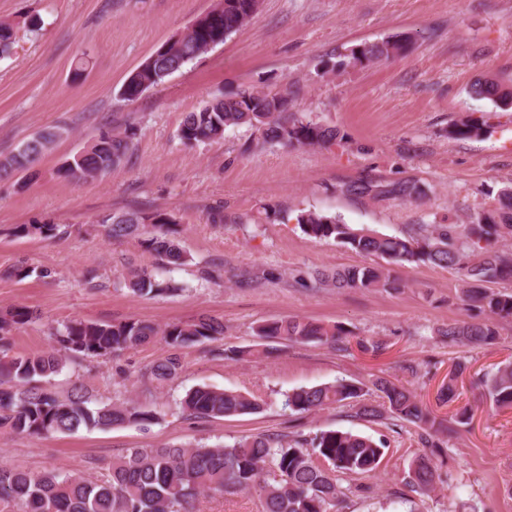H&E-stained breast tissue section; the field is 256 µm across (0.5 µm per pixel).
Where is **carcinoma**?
Instances as JSON below:
<instances>
[{"label":"carcinoma","mask_w":512,"mask_h":512,"mask_svg":"<svg viewBox=\"0 0 512 512\" xmlns=\"http://www.w3.org/2000/svg\"><path fill=\"white\" fill-rule=\"evenodd\" d=\"M259 0H218L210 15L186 33L162 44L163 50L147 57L127 78L122 97L138 99L144 91L163 83L189 61L224 43L231 34L249 23ZM14 28L0 22V57L10 54ZM405 41L361 44L350 49V62L371 63L400 54ZM477 98L512 104V88L492 78L478 80L471 89ZM247 126L260 134L262 143L289 146H330L338 143L337 130L307 120L291 111L288 96L261 91H240L209 102L189 112L179 128V138L192 145L224 137L228 127ZM478 121L466 116L454 124L451 135L471 138L480 135ZM66 130L52 127L39 131L11 153L0 156V176L27 172L34 162L63 137ZM131 135L104 131L73 158L66 160L57 175L79 184L118 167L130 154ZM297 223L308 236L333 239L336 243L389 262H428L462 272L465 300L485 313L482 321L460 320L437 329L448 343L459 347L491 344L498 338L496 320L512 318V292L492 291L483 284L512 279V253L501 251L497 242L512 237V187L499 192V207L476 216L470 224H419L403 236H389L364 227H355L317 211H304ZM106 237L119 240L138 236L145 250L157 254L170 265L184 264L186 257L176 238L174 218L164 211L137 210L113 213L101 220ZM61 234L57 224H19L17 237L54 238ZM33 274L24 265L0 269V278L23 281ZM388 290L396 288L382 265L321 271L308 287ZM126 286L140 297L170 295L179 286L158 279L145 269L131 271ZM35 319L25 306L0 308V429L35 437L71 435L82 428L110 430L144 427L157 414L138 402L91 404L83 394L61 396L40 386L59 374L69 361H106L125 351L135 350L161 338L170 353L143 374L163 386L182 372L179 350L214 341L224 335V323L207 316L164 327L127 320L99 323L73 320L54 328L51 350L28 354L13 353V332ZM262 349L230 350V359L255 353L270 355L272 343L317 341L337 345L346 332L329 325L298 317L267 321L255 330ZM466 369V360L456 363L442 384L437 399L456 400V379ZM486 396L497 407H512V361L479 378ZM378 400L362 404L356 415L391 424L410 423L421 429L423 447L429 453L415 457L409 466V485L426 495L442 480L435 459L443 452L439 438L441 424L403 384L379 378L374 382ZM364 396L363 388L340 381L300 387L286 396L285 404L297 414L313 413ZM183 415L191 418H224L257 413L261 404L242 393L208 385L189 390L180 401ZM385 445L350 431L328 430L310 439L288 442L275 437L247 436L231 444L215 446L165 445L131 448L112 461L107 472L87 478L77 472L29 470L0 464V503L14 512H197L198 498L211 494H248L257 497L261 512H335L346 489L338 483L341 475L363 476L375 472L384 456Z\"/></svg>","instance_id":"1"}]
</instances>
